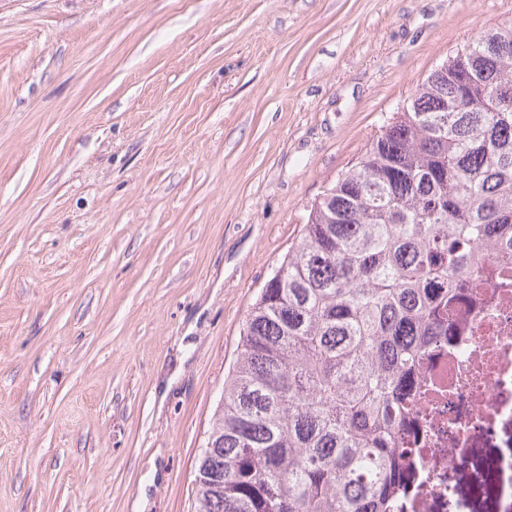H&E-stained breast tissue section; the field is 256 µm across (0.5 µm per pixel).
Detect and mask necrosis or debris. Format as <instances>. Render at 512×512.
Segmentation results:
<instances>
[{
	"instance_id": "4bbe7bcc",
	"label": "necrosis or debris",
	"mask_w": 512,
	"mask_h": 512,
	"mask_svg": "<svg viewBox=\"0 0 512 512\" xmlns=\"http://www.w3.org/2000/svg\"><path fill=\"white\" fill-rule=\"evenodd\" d=\"M424 357L393 512H512V263L485 261Z\"/></svg>"
}]
</instances>
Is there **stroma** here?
I'll return each mask as SVG.
<instances>
[{"label":"stroma","instance_id":"1","mask_svg":"<svg viewBox=\"0 0 512 512\" xmlns=\"http://www.w3.org/2000/svg\"><path fill=\"white\" fill-rule=\"evenodd\" d=\"M512 0H0V512H194L312 204Z\"/></svg>","mask_w":512,"mask_h":512}]
</instances>
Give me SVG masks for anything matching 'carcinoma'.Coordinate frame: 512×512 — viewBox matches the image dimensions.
Here are the masks:
<instances>
[{
  "instance_id": "1",
  "label": "carcinoma",
  "mask_w": 512,
  "mask_h": 512,
  "mask_svg": "<svg viewBox=\"0 0 512 512\" xmlns=\"http://www.w3.org/2000/svg\"><path fill=\"white\" fill-rule=\"evenodd\" d=\"M463 51L312 205L261 288L195 512H391L399 429L448 298L486 255L512 260V19Z\"/></svg>"
}]
</instances>
